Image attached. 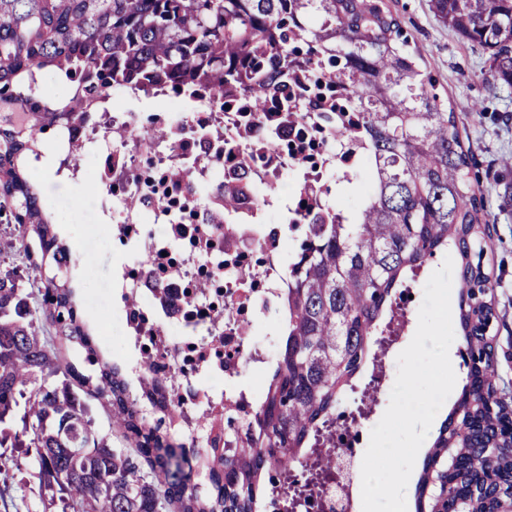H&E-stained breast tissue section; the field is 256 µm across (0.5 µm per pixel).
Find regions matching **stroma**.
I'll use <instances>...</instances> for the list:
<instances>
[{
  "instance_id": "1",
  "label": "stroma",
  "mask_w": 512,
  "mask_h": 512,
  "mask_svg": "<svg viewBox=\"0 0 512 512\" xmlns=\"http://www.w3.org/2000/svg\"><path fill=\"white\" fill-rule=\"evenodd\" d=\"M388 4L447 92L449 103L455 106L462 139L477 161L475 172L487 201L490 222L485 264L493 275L491 298L499 315L495 361L501 395L511 402L512 213L501 210L500 204L507 183L512 182V169L502 166L503 160L512 159V88H493L487 53L440 24L429 8V0H388ZM474 103L479 106L475 112L470 109ZM32 176L52 215L60 242L73 247L99 221L92 193L74 188L63 176L48 177L41 168L33 170ZM443 261L439 254L426 263L418 283L410 290L412 301L405 319L395 324L386 349L356 376L357 390L343 397L339 410L349 413L360 407L370 420L380 421L396 379L397 357L417 329L424 284ZM117 264L111 244L101 242L90 262L71 261L68 271L82 316L99 349L108 356L120 347L109 330L112 315L119 307L108 301L94 306L90 300L109 287ZM37 470L33 454L25 449L0 450V487L5 490L0 496V512H61V504H49L47 494L41 493Z\"/></svg>"
}]
</instances>
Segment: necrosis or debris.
<instances>
[{
	"instance_id": "4bbe7bcc",
	"label": "necrosis or debris",
	"mask_w": 512,
	"mask_h": 512,
	"mask_svg": "<svg viewBox=\"0 0 512 512\" xmlns=\"http://www.w3.org/2000/svg\"><path fill=\"white\" fill-rule=\"evenodd\" d=\"M342 92L332 75L298 79L288 85L292 113L257 115L216 104L200 87L164 89L139 109L130 91L51 137L68 179L97 188L112 214L106 234L124 248L112 331L136 352V371L167 385L181 413L174 430L189 442L202 443L207 419L258 405L253 370L278 349L285 226L327 209L330 117ZM242 176L249 192L221 213L224 183ZM368 426L351 414L333 421L339 485L279 475L297 512H354L356 447Z\"/></svg>"
}]
</instances>
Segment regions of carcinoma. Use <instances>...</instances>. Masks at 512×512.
<instances>
[{"mask_svg": "<svg viewBox=\"0 0 512 512\" xmlns=\"http://www.w3.org/2000/svg\"><path fill=\"white\" fill-rule=\"evenodd\" d=\"M437 19L488 52L512 87V0H430ZM322 57L350 91L359 122L335 135L367 154L370 189L339 220L313 219L288 264L275 365L253 416L225 417L235 448L209 432L201 453L169 441L178 410L139 378L133 392L103 359L62 281L57 242L29 169L53 128L83 119L115 86L155 95L163 82L205 84L218 102L288 110V76ZM411 47L387 0H0V425L23 407L0 447L35 449L38 478L62 512H255L275 496L273 474L293 469L353 388L378 322L394 314L441 251L458 261L457 322L466 382L416 484V512H493L512 499V405L498 394L489 221L458 113ZM72 84L41 112L34 75ZM25 259V267L17 260ZM51 275L25 279L24 269ZM84 351L78 366L63 347ZM97 401L123 439L95 428Z\"/></svg>", "mask_w": 512, "mask_h": 512, "instance_id": "obj_1", "label": "carcinoma"}]
</instances>
